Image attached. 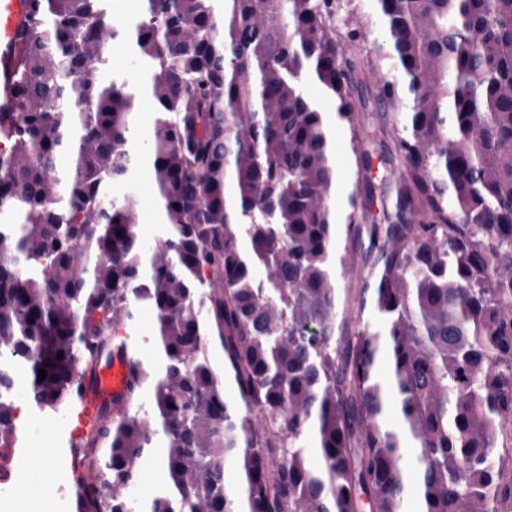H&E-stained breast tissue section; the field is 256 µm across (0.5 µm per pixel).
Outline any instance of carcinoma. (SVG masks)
<instances>
[{"label":"carcinoma","instance_id":"cac0c4a2","mask_svg":"<svg viewBox=\"0 0 512 512\" xmlns=\"http://www.w3.org/2000/svg\"><path fill=\"white\" fill-rule=\"evenodd\" d=\"M30 2L0 112V359L25 369L0 368V461L23 448L18 391L72 412L142 304L163 357L128 356L123 399L148 394V417L101 405L75 512H405L412 481L418 512L511 507L512 0H374L370 47L353 0H142L112 28L108 0ZM109 37L144 82L106 79ZM357 49L374 74L393 60L377 97L400 127L369 122ZM309 81L350 133L342 225ZM141 93L156 108L153 245L137 200L109 194L139 158ZM375 150L393 180L371 179ZM342 235L370 267L354 319ZM158 452L164 484L136 502Z\"/></svg>","mask_w":512,"mask_h":512}]
</instances>
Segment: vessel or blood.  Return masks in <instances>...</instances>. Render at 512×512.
<instances>
[{
	"instance_id": "1",
	"label": "vessel or blood",
	"mask_w": 512,
	"mask_h": 512,
	"mask_svg": "<svg viewBox=\"0 0 512 512\" xmlns=\"http://www.w3.org/2000/svg\"><path fill=\"white\" fill-rule=\"evenodd\" d=\"M30 0H0V106H6L10 92V54L17 43L19 32L26 25ZM127 365L124 357L98 366L94 373L82 380V393L76 417L71 425L69 440L78 442L91 432L104 401L120 397L125 388Z\"/></svg>"
}]
</instances>
